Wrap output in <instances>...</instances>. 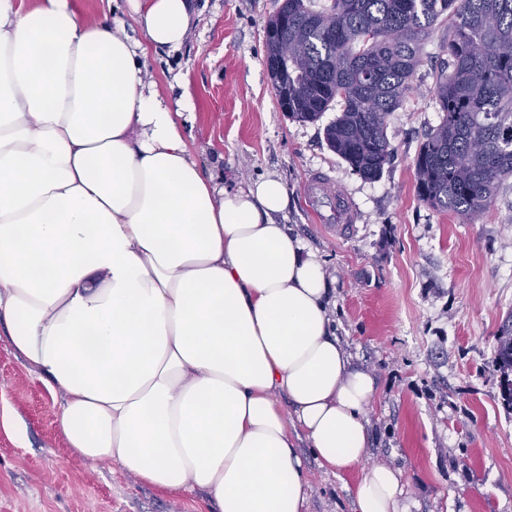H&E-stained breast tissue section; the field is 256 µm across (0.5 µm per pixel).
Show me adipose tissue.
<instances>
[{
	"instance_id": "obj_1",
	"label": "adipose tissue",
	"mask_w": 512,
	"mask_h": 512,
	"mask_svg": "<svg viewBox=\"0 0 512 512\" xmlns=\"http://www.w3.org/2000/svg\"><path fill=\"white\" fill-rule=\"evenodd\" d=\"M0 0V333L62 396L58 427L213 512H306L301 453L362 470L357 512H409L401 470L364 468L377 389L334 329L322 261L274 216L269 176L205 173L149 56L179 51L191 0ZM75 6L85 15L90 17H98L103 13L108 11V6H113V10L115 7L118 9L116 13L122 15L126 22V34L130 36H138V33L134 31L135 25L131 18V8L126 0H118L117 2L108 3L107 0H74Z\"/></svg>"
}]
</instances>
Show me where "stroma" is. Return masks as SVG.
Instances as JSON below:
<instances>
[{"instance_id":"35a3bbf8","label":"stroma","mask_w":512,"mask_h":512,"mask_svg":"<svg viewBox=\"0 0 512 512\" xmlns=\"http://www.w3.org/2000/svg\"><path fill=\"white\" fill-rule=\"evenodd\" d=\"M194 6L183 48L149 58L147 77L168 101L190 92L183 132L225 188L268 175L286 184L280 221L318 252L337 334L377 379L366 466L402 470L411 512H512V408L492 365L512 315V179L472 222L436 211L415 189L416 153L440 121L432 70L446 29L426 41L413 90L388 119L393 157L368 180L326 142L335 111L312 123L278 107L264 36L275 0ZM319 173L355 204L348 228L324 223L306 199ZM60 402L1 338L0 410L15 426H0V512H210L205 494L161 491L117 462L78 456L57 426ZM306 464L309 512H354L361 471Z\"/></svg>"}]
</instances>
